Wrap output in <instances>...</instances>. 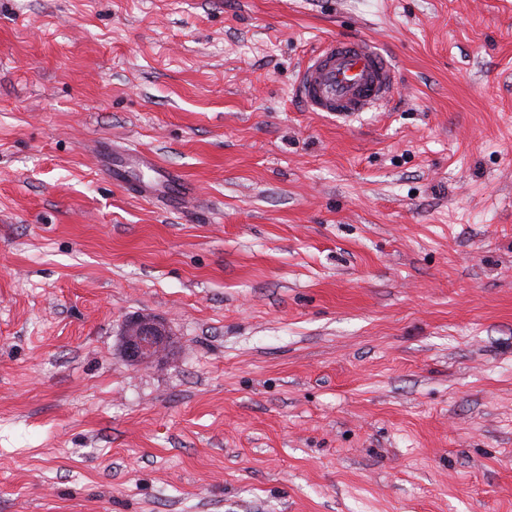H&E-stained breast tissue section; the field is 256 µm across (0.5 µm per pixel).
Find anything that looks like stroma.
Segmentation results:
<instances>
[{
	"instance_id": "stroma-1",
	"label": "stroma",
	"mask_w": 512,
	"mask_h": 512,
	"mask_svg": "<svg viewBox=\"0 0 512 512\" xmlns=\"http://www.w3.org/2000/svg\"><path fill=\"white\" fill-rule=\"evenodd\" d=\"M0 512H512V0H0ZM396 81L393 58L373 43L332 37L308 57L297 87L308 111L348 119L384 102ZM173 343L165 323L151 315H136L126 322L123 329V354L135 366L163 360Z\"/></svg>"
}]
</instances>
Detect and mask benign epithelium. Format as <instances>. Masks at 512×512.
<instances>
[{
	"label": "benign epithelium",
	"instance_id": "obj_1",
	"mask_svg": "<svg viewBox=\"0 0 512 512\" xmlns=\"http://www.w3.org/2000/svg\"><path fill=\"white\" fill-rule=\"evenodd\" d=\"M172 346L171 332L163 321L154 316L136 315L124 326L123 354L135 366L163 360Z\"/></svg>",
	"mask_w": 512,
	"mask_h": 512
}]
</instances>
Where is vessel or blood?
<instances>
[{
	"mask_svg": "<svg viewBox=\"0 0 512 512\" xmlns=\"http://www.w3.org/2000/svg\"><path fill=\"white\" fill-rule=\"evenodd\" d=\"M396 81L393 58L373 43L332 38L308 57L297 87L308 111L348 119L384 102Z\"/></svg>",
	"mask_w": 512,
	"mask_h": 512,
	"instance_id": "obj_1",
	"label": "vessel or blood"
}]
</instances>
